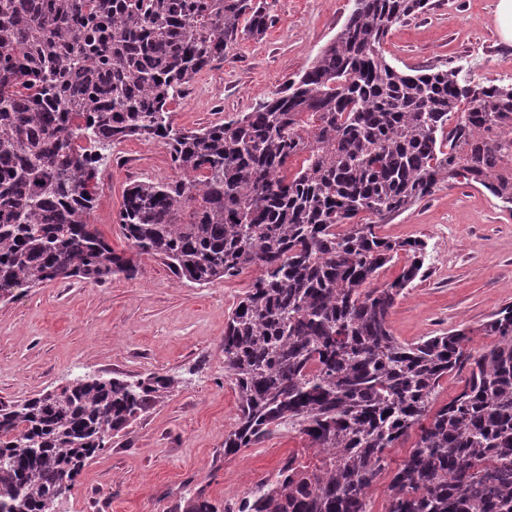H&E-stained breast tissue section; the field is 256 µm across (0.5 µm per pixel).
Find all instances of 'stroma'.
Masks as SVG:
<instances>
[{"mask_svg":"<svg viewBox=\"0 0 512 512\" xmlns=\"http://www.w3.org/2000/svg\"><path fill=\"white\" fill-rule=\"evenodd\" d=\"M498 0H429L423 12L394 25L386 60L402 71L460 66L474 82L512 83V44L499 35ZM351 0H277L276 21L259 37L239 40L227 59L199 73L173 104L175 123L197 129L252 111L307 70L345 22ZM175 173L166 147L130 138L113 145L100 168L88 221L115 250L128 244L117 214L134 182ZM394 240L428 244V272L389 315L393 336L414 343L465 326L479 354L492 337L480 324L512 305V211L481 187L455 184L380 225ZM253 271L198 285L166 264L141 259L138 279L102 284L55 282L0 299V401L65 385L75 376L170 375L171 396L112 438L57 500L55 512H176L182 497L204 491L237 502L273 478L288 454L311 459L297 433L280 429L228 456L224 436L238 414L224 375V327Z\"/></svg>","mask_w":512,"mask_h":512,"instance_id":"obj_1","label":"stroma"}]
</instances>
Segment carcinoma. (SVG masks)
<instances>
[{
	"instance_id": "obj_1",
	"label": "carcinoma",
	"mask_w": 512,
	"mask_h": 512,
	"mask_svg": "<svg viewBox=\"0 0 512 512\" xmlns=\"http://www.w3.org/2000/svg\"><path fill=\"white\" fill-rule=\"evenodd\" d=\"M352 3L288 87L189 130L170 105L275 22L268 0H0V298L132 280L144 255L198 284L258 269L224 329L238 400L224 455L286 424L313 460L286 458L234 504L196 492L182 512H367L386 473L385 512H512V306L482 324L495 342L476 356L466 329L398 341L390 309L424 277L427 244L377 231L459 180L512 210V84L396 69L384 39L428 0ZM133 137L162 142L175 177L126 190L118 252L88 216L101 150ZM401 252V274L371 286ZM464 370L435 405L441 380ZM175 386L83 375L60 397L0 401V512H44Z\"/></svg>"
}]
</instances>
